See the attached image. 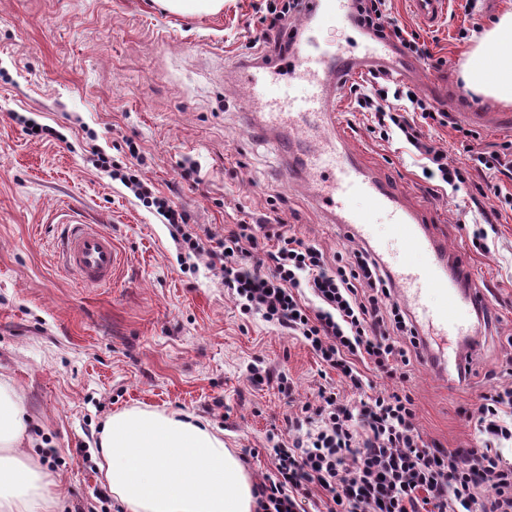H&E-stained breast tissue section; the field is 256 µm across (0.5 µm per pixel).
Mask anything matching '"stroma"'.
I'll return each mask as SVG.
<instances>
[{"mask_svg":"<svg viewBox=\"0 0 512 512\" xmlns=\"http://www.w3.org/2000/svg\"><path fill=\"white\" fill-rule=\"evenodd\" d=\"M255 2L224 0L216 15H178L154 0H0V376L23 396L21 448L62 491V512H119L99 470L98 434L117 412L192 413L223 430L225 447L258 482L271 470L269 434H287L289 417L338 381L299 339L241 315L215 271L181 273L168 225L95 167L91 153L96 147L121 162L133 140L142 177L215 235L233 228L241 210L265 214L275 205L287 232L327 254L358 248L359 239L319 211L306 172L269 142L262 109L247 108L235 84ZM461 2L449 0L431 27L409 0L392 2L393 16L428 39L440 61L419 65L409 85L455 111L460 124L465 113L502 106L465 88L460 72L475 41L457 33L512 10V0H481L471 17ZM349 103L342 98L338 109L350 147L426 208L434 232L466 257L488 296L492 324L471 373L452 388L420 361L406 384L424 440L468 447L475 429L466 410L492 384L512 386V203L489 198L499 211L496 246L477 252L457 226L470 207L467 189L429 193L414 148L370 133ZM19 114L57 137L29 136ZM187 158L197 181L182 177ZM75 214L112 236L109 287H84L63 267L59 237ZM258 360L269 373L260 384L249 373ZM282 373L294 382L292 395L277 387ZM249 448L259 456H246Z\"/></svg>","mask_w":512,"mask_h":512,"instance_id":"35a3bbf8","label":"stroma"}]
</instances>
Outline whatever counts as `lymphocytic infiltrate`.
<instances>
[{"instance_id":"1","label":"lymphocytic infiltrate","mask_w":512,"mask_h":512,"mask_svg":"<svg viewBox=\"0 0 512 512\" xmlns=\"http://www.w3.org/2000/svg\"><path fill=\"white\" fill-rule=\"evenodd\" d=\"M299 11L300 0H267L250 43L253 59L287 58L292 47L281 42L280 34ZM356 11L367 34L430 59L420 34L400 25L388 0H356ZM349 93L353 109L370 114L371 132L385 141L402 137L415 148L431 192L445 186L456 191L471 173H490V182L470 197L469 220L459 224L477 250L490 253L499 213L486 199L512 184V141L481 149L473 145L474 131L459 128L470 162L463 169L449 163L447 150L422 133L426 127L453 125L451 111L434 107L383 70L352 83ZM128 152L131 163H116L101 152L96 165L165 219L182 271L196 272L199 260L207 259L221 272L241 314L300 338L360 395L353 402L325 387L316 402L302 406L293 422L302 436L274 441L267 450L272 471L256 486L257 512H306L316 492L325 496L326 512H512V464L495 448L512 441V386L491 389L471 411L477 447L450 450L424 440L415 402L402 387L422 338L367 248L329 256L281 232L268 247L260 234L270 216L250 212L235 229L215 237L143 181L135 163L137 145H129ZM375 376L398 386L372 391Z\"/></svg>"}]
</instances>
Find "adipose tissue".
Listing matches in <instances>:
<instances>
[{
  "mask_svg": "<svg viewBox=\"0 0 512 512\" xmlns=\"http://www.w3.org/2000/svg\"><path fill=\"white\" fill-rule=\"evenodd\" d=\"M468 88L512 104V11L479 38ZM20 391L0 379V512H57L62 495L21 448ZM100 470L124 512H255V487L223 431L184 412L132 408L104 424Z\"/></svg>",
  "mask_w": 512,
  "mask_h": 512,
  "instance_id": "adipose-tissue-1",
  "label": "adipose tissue"
}]
</instances>
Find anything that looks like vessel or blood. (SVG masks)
I'll list each match as a JSON object with an SVG mask.
<instances>
[{
	"mask_svg": "<svg viewBox=\"0 0 512 512\" xmlns=\"http://www.w3.org/2000/svg\"><path fill=\"white\" fill-rule=\"evenodd\" d=\"M302 28L309 36L288 57V79H271L254 65L243 64L237 76L251 103L265 110V128L277 147H284L283 130L308 134L337 127L336 100L350 78L368 68H385L396 78L407 77L415 62L384 40L332 50L317 35L321 29L355 27L353 0H303ZM419 19L433 25L441 17L444 0H412ZM304 169L315 181L314 199L340 229L372 243L383 267L411 312L420 335L428 341L424 358L435 370L453 366L462 373L478 334L476 318L488 303L486 293L473 287L474 273L467 260L449 253L431 230L425 211L382 183L349 149L344 136L326 148L304 150ZM367 201L368 210L353 206ZM385 215L390 243L375 241L371 212ZM62 255L68 270L85 285L98 287L112 280V236L97 225L76 220L67 225Z\"/></svg>",
	"mask_w": 512,
	"mask_h": 512,
	"instance_id": "1",
	"label": "vessel or blood"
}]
</instances>
